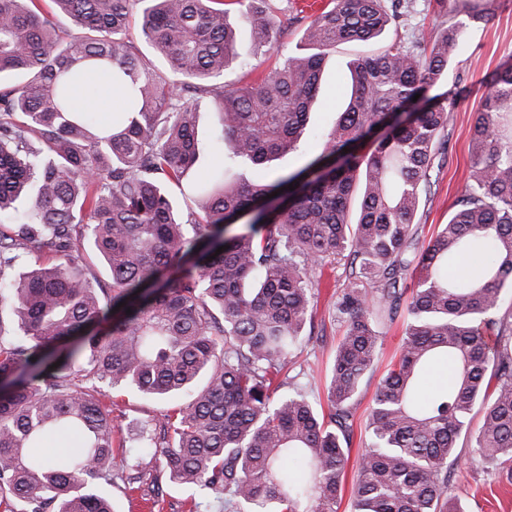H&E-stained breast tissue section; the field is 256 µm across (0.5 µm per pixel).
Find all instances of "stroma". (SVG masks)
Returning a JSON list of instances; mask_svg holds the SVG:
<instances>
[{
  "instance_id": "35a3bbf8",
  "label": "stroma",
  "mask_w": 512,
  "mask_h": 512,
  "mask_svg": "<svg viewBox=\"0 0 512 512\" xmlns=\"http://www.w3.org/2000/svg\"><path fill=\"white\" fill-rule=\"evenodd\" d=\"M489 16L476 22L462 11L441 10L435 0H404L396 22L382 42L341 44L325 61L322 88L310 127L330 130L343 111L351 91L348 66L358 55L379 50L381 44L401 41L413 44L421 38L437 35L454 25L462 32L463 43L453 55L443 81L430 89V96L453 102L444 145L435 160L432 173L431 198L422 206L417 220L422 240H429L441 224L447 223L452 207L464 189L470 169V143L473 126L485 93L483 81L512 57V0H485ZM217 96L209 94L199 100L197 133L205 149L196 164L183 175L174 194L181 211H196L199 200L190 188L199 173L216 155L211 146L218 138ZM346 261L336 258L322 270L318 288V307L314 329L304 339L299 363L306 374L316 376L319 385L311 393L314 403H326L325 382L332 366L336 346L345 332L337 321L334 302L337 293L347 285ZM404 338L402 319L384 327L381 336L380 360L374 372L363 381L355 402L352 425L351 458H358L363 449L364 424L375 392L385 370L398 355ZM104 402L113 423L128 447L140 444L147 424L158 419L172 407L171 402L141 398L125 392L108 394ZM457 461L448 467L449 486L462 501L466 512H512V484L501 478L495 467L479 461L466 442L457 445ZM161 459H153L141 474L137 491H128L123 484L107 487L116 512H189L196 491L179 488L160 480Z\"/></svg>"
}]
</instances>
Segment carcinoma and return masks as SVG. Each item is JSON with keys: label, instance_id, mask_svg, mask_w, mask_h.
Instances as JSON below:
<instances>
[{"label": "carcinoma", "instance_id": "cac0c4a2", "mask_svg": "<svg viewBox=\"0 0 512 512\" xmlns=\"http://www.w3.org/2000/svg\"><path fill=\"white\" fill-rule=\"evenodd\" d=\"M49 2L82 33L62 38L39 0H0L3 512L18 503L114 512L98 485L131 486L158 455L168 481L222 495L230 512H337L360 383L376 368L380 327L401 310L402 352L367 416L352 512H463L448 460L474 410L482 418L470 447L484 463L512 461V321L497 316L512 289V65L489 80L464 191L425 244L416 217L449 110L412 98L448 71L455 28L354 59L348 105L322 152L283 173L278 161L298 148L328 54L381 36L399 4L328 0L305 24L300 53L226 90L216 84L224 72L272 48L302 11L278 16L267 0ZM135 13L166 70L128 40ZM89 67L112 72L120 111L109 126L71 102ZM14 76L24 81L6 83ZM203 94L220 97L219 160L194 186L202 213L184 217L172 187L200 155ZM379 126L387 133L356 151ZM234 166L260 175L230 181ZM239 211L256 215L231 230ZM87 244L107 288L84 264ZM24 256L40 262L18 273ZM332 256L347 259L335 304L346 331L324 414L286 372ZM443 358L455 377L421 406L426 368ZM82 378L187 401L130 449ZM64 431L82 447L53 464L39 448Z\"/></svg>", "mask_w": 512, "mask_h": 512}]
</instances>
